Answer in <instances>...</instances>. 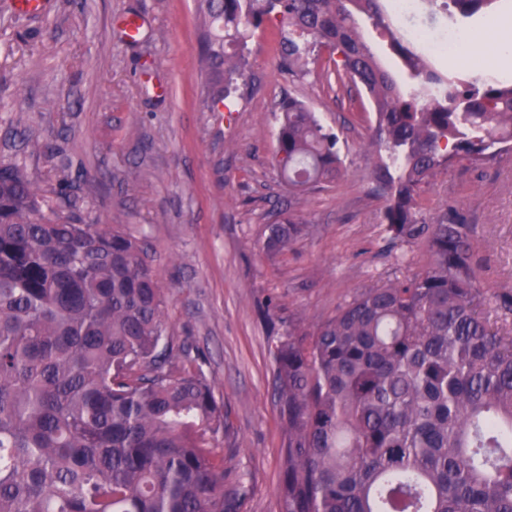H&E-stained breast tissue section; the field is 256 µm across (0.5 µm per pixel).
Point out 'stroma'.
<instances>
[{"label": "stroma", "instance_id": "1", "mask_svg": "<svg viewBox=\"0 0 512 512\" xmlns=\"http://www.w3.org/2000/svg\"><path fill=\"white\" fill-rule=\"evenodd\" d=\"M502 13L512 15V0L457 21L425 4L418 20L480 33ZM127 16L140 23L132 40L121 32ZM200 35L195 0H50L46 15L27 18L0 0V162L19 160L48 195L68 184L77 221L101 218L141 240L167 298L169 335L224 402L226 479L246 478L244 512H278L275 337L291 318L316 329L362 288L423 267L429 252L382 232L365 94L350 83L331 89L316 72L286 74L277 31L263 26L233 107L209 111ZM287 94L338 132L346 169L335 184L292 195L274 167V109ZM31 137L42 150L25 151ZM420 203L426 220L448 205L461 212L487 260L482 288L512 291V155L438 173ZM289 214L317 232L268 257L264 227Z\"/></svg>", "mask_w": 512, "mask_h": 512}]
</instances>
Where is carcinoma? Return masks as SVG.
<instances>
[{"mask_svg": "<svg viewBox=\"0 0 512 512\" xmlns=\"http://www.w3.org/2000/svg\"><path fill=\"white\" fill-rule=\"evenodd\" d=\"M209 108L245 79L248 41L278 25L288 73L329 50L368 95L375 190L389 241L426 242L427 264L363 288L310 331L290 320L272 350L283 430L278 512H512V293L479 311L472 227L446 207L419 219L424 185L456 164L512 152V85L441 75L405 45L380 0H198ZM494 0H448V18ZM365 19L401 58L382 68ZM275 161L291 193L344 173L336 133L303 102L277 105ZM0 162V512H242L213 443L224 405L199 369L176 365L166 297L137 238L75 224ZM57 221L43 222V212ZM266 225L276 255L312 235Z\"/></svg>", "mask_w": 512, "mask_h": 512, "instance_id": "carcinoma-1", "label": "carcinoma"}]
</instances>
